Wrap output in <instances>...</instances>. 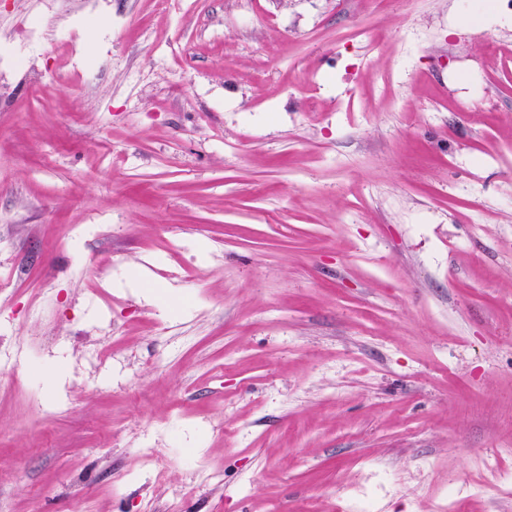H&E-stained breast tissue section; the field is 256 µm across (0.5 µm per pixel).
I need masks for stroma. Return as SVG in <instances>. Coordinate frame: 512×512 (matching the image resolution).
I'll use <instances>...</instances> for the list:
<instances>
[{
	"label": "stroma",
	"instance_id": "stroma-1",
	"mask_svg": "<svg viewBox=\"0 0 512 512\" xmlns=\"http://www.w3.org/2000/svg\"><path fill=\"white\" fill-rule=\"evenodd\" d=\"M0 33V512H512V10L0 0Z\"/></svg>",
	"mask_w": 512,
	"mask_h": 512
}]
</instances>
